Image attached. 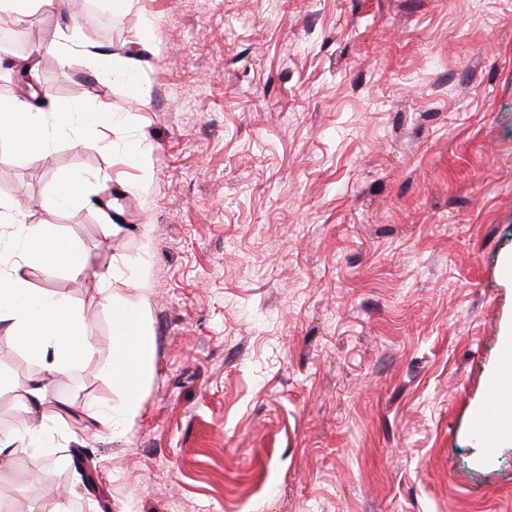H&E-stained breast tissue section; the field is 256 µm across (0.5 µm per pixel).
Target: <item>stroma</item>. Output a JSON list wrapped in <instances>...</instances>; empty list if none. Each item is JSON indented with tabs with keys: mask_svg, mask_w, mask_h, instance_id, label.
Masks as SVG:
<instances>
[{
	"mask_svg": "<svg viewBox=\"0 0 512 512\" xmlns=\"http://www.w3.org/2000/svg\"><path fill=\"white\" fill-rule=\"evenodd\" d=\"M142 28L131 84L95 68ZM19 34L38 66L11 96L37 83L77 120L46 158L0 146V232L50 224L86 257L26 279L94 351L40 408L0 391V437L44 418L66 487L44 500L17 452L14 512H512V446L473 424L512 318V0H60ZM97 103L117 127L83 123ZM107 158L109 180L56 201L60 174ZM113 273L152 336L124 434ZM0 371L43 375L3 334Z\"/></svg>",
	"mask_w": 512,
	"mask_h": 512,
	"instance_id": "1",
	"label": "stroma"
}]
</instances>
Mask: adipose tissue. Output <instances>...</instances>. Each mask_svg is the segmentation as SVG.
Instances as JSON below:
<instances>
[{"label": "adipose tissue", "mask_w": 512, "mask_h": 512, "mask_svg": "<svg viewBox=\"0 0 512 512\" xmlns=\"http://www.w3.org/2000/svg\"><path fill=\"white\" fill-rule=\"evenodd\" d=\"M71 120V112L61 107L48 116L32 111L25 99H0V144L41 156L48 122L65 128ZM10 237L15 247L0 258V331L34 354L48 378L66 373L92 354L89 329L66 298L33 292L21 270L33 260L76 274L84 266L74 261V247L48 226L20 224ZM103 300L112 309L115 330L110 377L123 394V406L113 416L112 427L125 431L139 414L141 391L150 378V336L138 312L127 307L122 289L106 284Z\"/></svg>", "instance_id": "ef3b65f1"}]
</instances>
